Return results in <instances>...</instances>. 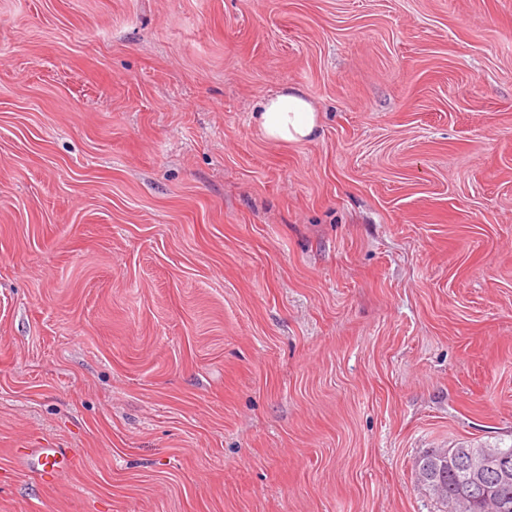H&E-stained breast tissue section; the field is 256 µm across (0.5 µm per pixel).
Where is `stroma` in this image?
<instances>
[{"label":"stroma","mask_w":512,"mask_h":512,"mask_svg":"<svg viewBox=\"0 0 512 512\" xmlns=\"http://www.w3.org/2000/svg\"><path fill=\"white\" fill-rule=\"evenodd\" d=\"M461 445L512 446V0H0V512H438ZM257 123L262 135L275 143L309 141L320 129L315 106L301 89L293 87L262 97ZM69 464L70 459L59 448H35L30 454V467L43 476H53Z\"/></svg>","instance_id":"35a3bbf8"}]
</instances>
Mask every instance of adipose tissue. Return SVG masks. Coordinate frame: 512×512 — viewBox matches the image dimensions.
Returning <instances> with one entry per match:
<instances>
[{
  "instance_id": "adipose-tissue-1",
  "label": "adipose tissue",
  "mask_w": 512,
  "mask_h": 512,
  "mask_svg": "<svg viewBox=\"0 0 512 512\" xmlns=\"http://www.w3.org/2000/svg\"><path fill=\"white\" fill-rule=\"evenodd\" d=\"M262 135L275 143H299L314 139L319 119L313 103L298 88L262 97L257 112Z\"/></svg>"
}]
</instances>
